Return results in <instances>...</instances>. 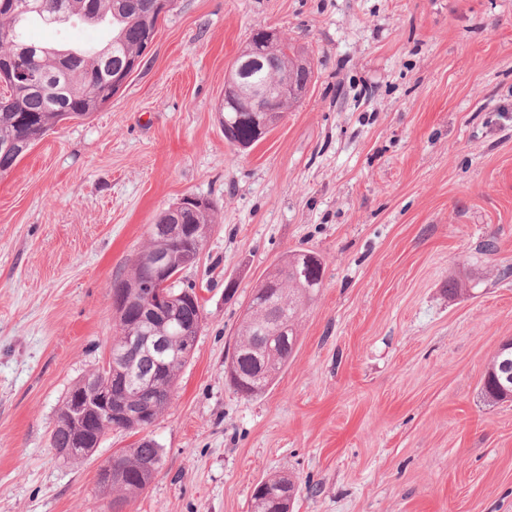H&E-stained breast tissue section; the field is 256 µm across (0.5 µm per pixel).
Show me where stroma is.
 I'll return each instance as SVG.
<instances>
[{
  "mask_svg": "<svg viewBox=\"0 0 512 512\" xmlns=\"http://www.w3.org/2000/svg\"><path fill=\"white\" fill-rule=\"evenodd\" d=\"M267 27L312 78L243 150L224 73ZM19 32L107 40L69 20ZM188 194L219 214L180 275L203 323L174 399L65 463L52 426L112 341V284ZM291 250L322 257L323 286L274 385L239 395L225 355ZM508 338L512 0H175L107 104L0 174V512H103L99 466L143 435L162 461L124 512H250L272 474L297 479L293 512H512V402L481 393Z\"/></svg>",
  "mask_w": 512,
  "mask_h": 512,
  "instance_id": "obj_1",
  "label": "stroma"
}]
</instances>
